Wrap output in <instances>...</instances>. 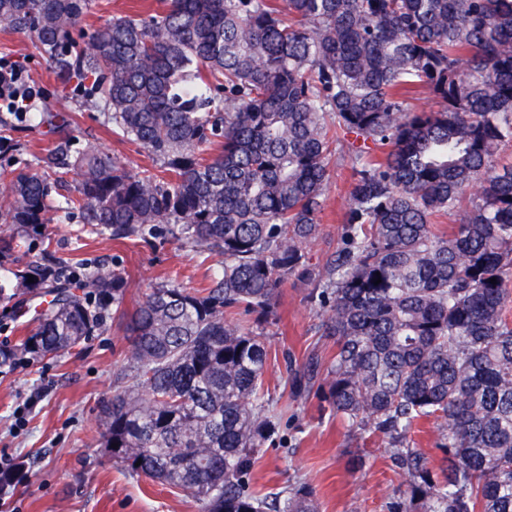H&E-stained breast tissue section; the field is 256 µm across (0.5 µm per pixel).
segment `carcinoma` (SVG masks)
Wrapping results in <instances>:
<instances>
[{"label": "carcinoma", "instance_id": "carcinoma-1", "mask_svg": "<svg viewBox=\"0 0 512 512\" xmlns=\"http://www.w3.org/2000/svg\"><path fill=\"white\" fill-rule=\"evenodd\" d=\"M90 2L0 0V22L32 37L61 84L91 81L86 102L161 174L75 150L60 116L14 112L0 118V157L43 125L57 171L1 168L0 223L43 235L72 174L65 204L80 223L170 237L224 271L202 290L157 287L128 314L121 268L26 259L1 237L12 280L0 306L38 326L0 366L70 350L118 318L128 354L102 409L113 459L203 512H319L304 483L273 505L249 485L277 411L247 320H268L276 290L303 276L336 337L330 405L392 442L401 482L387 512H512V160L500 158L512 0H161L86 32ZM422 90L439 109L413 106ZM207 144L220 152L203 156ZM335 154L352 171L348 210L317 270L307 246ZM421 420L438 425L437 465L407 440Z\"/></svg>", "mask_w": 512, "mask_h": 512}]
</instances>
